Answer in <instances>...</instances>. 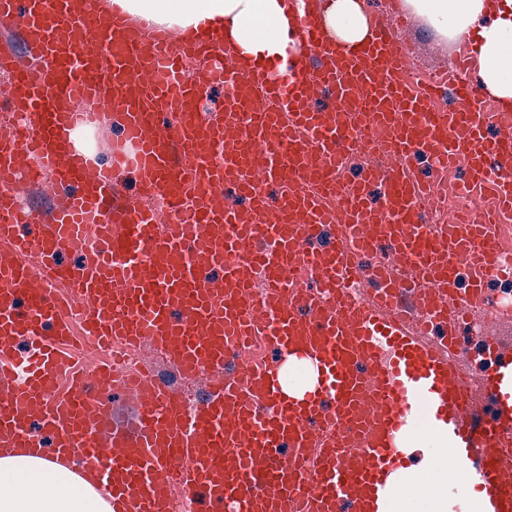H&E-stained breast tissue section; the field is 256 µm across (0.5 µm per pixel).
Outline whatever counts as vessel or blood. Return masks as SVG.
I'll return each instance as SVG.
<instances>
[{
  "label": "vessel or blood",
  "mask_w": 512,
  "mask_h": 512,
  "mask_svg": "<svg viewBox=\"0 0 512 512\" xmlns=\"http://www.w3.org/2000/svg\"><path fill=\"white\" fill-rule=\"evenodd\" d=\"M104 2L0 0L36 50L0 54V448L90 470L112 512H166L177 493L191 512H383L424 411L482 512H512V342L486 327L485 362L456 360L512 218V113L484 111L469 59L420 83L394 15L353 45L310 16L292 65L256 75L223 29L139 35ZM113 125L103 165L87 137ZM354 153L371 161L349 182ZM418 154L439 174L414 178ZM456 170L494 218L443 208ZM47 178L43 211L22 191ZM383 244L393 266L366 267ZM436 321L447 346L422 341ZM77 334L149 343L193 394L74 369ZM130 388L123 425L109 399Z\"/></svg>",
  "instance_id": "vessel-or-blood-1"
}]
</instances>
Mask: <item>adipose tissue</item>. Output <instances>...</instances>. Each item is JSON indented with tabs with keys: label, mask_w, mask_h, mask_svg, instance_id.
I'll list each match as a JSON object with an SVG mask.
<instances>
[{
	"label": "adipose tissue",
	"mask_w": 512,
	"mask_h": 512,
	"mask_svg": "<svg viewBox=\"0 0 512 512\" xmlns=\"http://www.w3.org/2000/svg\"><path fill=\"white\" fill-rule=\"evenodd\" d=\"M408 7L444 38H480L478 84L502 107H512V0H406ZM131 18L164 24L193 41L204 27L220 23L224 40L250 71L272 64L288 35L301 31L297 17L279 0H111ZM341 44L363 40L368 20L359 0H325L317 17ZM420 492L395 503V512H448V470L430 456L424 472L409 474ZM51 495H43V486ZM0 512H112L90 474L29 454L24 448L0 452Z\"/></svg>",
	"instance_id": "ef3b65f1"
}]
</instances>
